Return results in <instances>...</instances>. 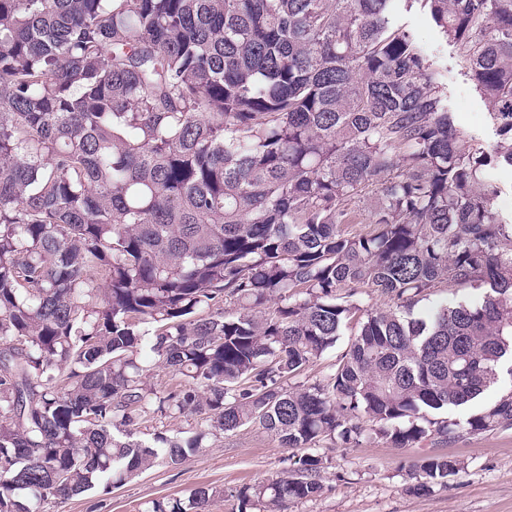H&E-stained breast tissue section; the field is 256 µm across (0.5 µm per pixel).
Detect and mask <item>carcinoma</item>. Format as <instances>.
I'll use <instances>...</instances> for the list:
<instances>
[{"mask_svg": "<svg viewBox=\"0 0 512 512\" xmlns=\"http://www.w3.org/2000/svg\"><path fill=\"white\" fill-rule=\"evenodd\" d=\"M391 2L0 0V512L108 494L250 424L290 475L236 490L238 512L319 495L328 440L512 430L492 174L512 166V0H420L492 105L484 148ZM350 326L328 373L293 382ZM155 414L204 426L142 432ZM456 469L426 457L411 490ZM497 395H498V390L491 391L488 394L484 395L483 397L472 401L471 403H469L468 405H466L464 407H459V408L451 407V408L445 409L444 411H441V413L439 414V417L448 418V420L462 419L466 415L476 413V412L482 410V408L486 404L494 401L496 399Z\"/></svg>", "mask_w": 512, "mask_h": 512, "instance_id": "carcinoma-1", "label": "carcinoma"}]
</instances>
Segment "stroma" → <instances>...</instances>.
Listing matches in <instances>:
<instances>
[{
	"label": "stroma",
	"instance_id": "stroma-1",
	"mask_svg": "<svg viewBox=\"0 0 512 512\" xmlns=\"http://www.w3.org/2000/svg\"><path fill=\"white\" fill-rule=\"evenodd\" d=\"M393 11L399 22L416 29L424 54L440 70L439 85L458 126L474 145L493 143L492 106L472 80L458 46L445 40L411 0H394ZM430 453L456 460L459 469L447 485L413 493L409 467ZM319 454L328 461L323 492L292 504L289 512H512V430L403 449L370 437L357 447L330 444ZM288 455L260 426H244L181 464L160 463L111 493L59 500L47 512H143L149 501L185 498L203 485L226 492L212 512H237L232 490L282 476Z\"/></svg>",
	"mask_w": 512,
	"mask_h": 512
}]
</instances>
